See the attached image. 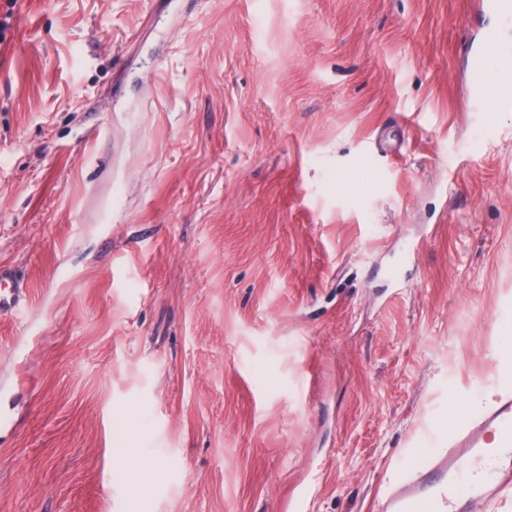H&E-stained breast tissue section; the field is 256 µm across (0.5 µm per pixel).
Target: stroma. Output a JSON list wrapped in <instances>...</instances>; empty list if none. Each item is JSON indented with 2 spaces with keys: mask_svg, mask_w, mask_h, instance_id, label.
<instances>
[{
  "mask_svg": "<svg viewBox=\"0 0 512 512\" xmlns=\"http://www.w3.org/2000/svg\"><path fill=\"white\" fill-rule=\"evenodd\" d=\"M10 23L0 512H380L512 391V110L470 72L508 21L482 0ZM25 281L14 269L0 265V310H12L20 302Z\"/></svg>",
  "mask_w": 512,
  "mask_h": 512,
  "instance_id": "stroma-1",
  "label": "stroma"
}]
</instances>
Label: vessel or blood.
Listing matches in <instances>:
<instances>
[{
    "instance_id": "1",
    "label": "vessel or blood",
    "mask_w": 512,
    "mask_h": 512,
    "mask_svg": "<svg viewBox=\"0 0 512 512\" xmlns=\"http://www.w3.org/2000/svg\"><path fill=\"white\" fill-rule=\"evenodd\" d=\"M472 72L480 96L495 100L501 110H512V48L502 42L498 29L484 31L473 56ZM24 286L14 269L0 265V310L14 309ZM492 436L500 447L512 448L511 394L499 396L480 418L462 421L443 454L411 472L390 491L382 512H458V504L512 488V474L507 472H490L481 481L468 476L469 461L483 454Z\"/></svg>"
}]
</instances>
